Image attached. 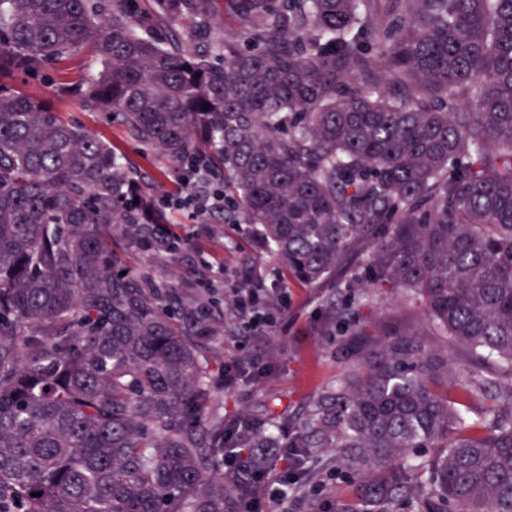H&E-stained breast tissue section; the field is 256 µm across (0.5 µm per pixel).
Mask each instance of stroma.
<instances>
[{"label":"stroma","mask_w":512,"mask_h":512,"mask_svg":"<svg viewBox=\"0 0 512 512\" xmlns=\"http://www.w3.org/2000/svg\"><path fill=\"white\" fill-rule=\"evenodd\" d=\"M90 66V57L80 54L49 69L44 77L15 74L13 83L32 97L51 100L66 118L118 146L127 164L154 173L158 160L142 155L138 145L103 113L67 94V86L81 82ZM168 216L190 240L184 257L174 260L144 253L135 258V265L174 284L194 279L203 270L224 284L226 293H233L238 285L257 289L276 323L267 333L250 328L245 335L225 337L219 349L225 367L248 369L238 387L216 396L227 419L243 413L260 415L267 402L288 417L301 415L323 388L346 371L355 351L352 333L358 326L379 341L418 332L435 352L448 348L444 339L434 335L424 306L409 301L405 294L348 287V280L360 270L359 261L339 271L335 285L304 287L289 281L246 225L226 224L212 212L195 219L190 211L172 209ZM331 300L351 309L348 319L333 326L326 323ZM301 477L290 492L288 512H361L366 488L351 479L334 454L306 457Z\"/></svg>","instance_id":"1"}]
</instances>
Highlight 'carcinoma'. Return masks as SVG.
<instances>
[{"label":"carcinoma","instance_id":"1","mask_svg":"<svg viewBox=\"0 0 512 512\" xmlns=\"http://www.w3.org/2000/svg\"><path fill=\"white\" fill-rule=\"evenodd\" d=\"M0 0V79L87 53L70 88L161 174L203 172L288 278L367 253L370 286L420 298L471 359L362 331L295 422L224 418L216 346L235 335L200 279L134 268L187 240L112 145L0 82V512H245L259 448H330L368 506L512 512V0ZM241 23L220 38L223 14ZM208 109H203V106ZM139 203H134V200ZM455 385L483 405L470 421ZM420 448H431L425 457Z\"/></svg>","mask_w":512,"mask_h":512}]
</instances>
